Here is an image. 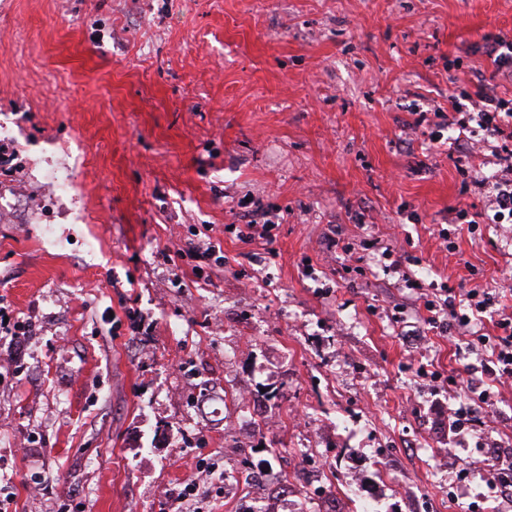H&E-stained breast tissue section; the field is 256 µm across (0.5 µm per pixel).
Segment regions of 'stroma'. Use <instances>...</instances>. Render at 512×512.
I'll return each mask as SVG.
<instances>
[{"label": "stroma", "mask_w": 512, "mask_h": 512, "mask_svg": "<svg viewBox=\"0 0 512 512\" xmlns=\"http://www.w3.org/2000/svg\"><path fill=\"white\" fill-rule=\"evenodd\" d=\"M498 33L512 0H0V305L34 324L17 364L0 334L15 512H467L512 382L486 415L452 382L484 380L481 346L414 323L432 282L512 306V223L446 249L480 196L406 122L491 76ZM53 173L74 190L31 196ZM249 194L267 239L241 237Z\"/></svg>", "instance_id": "obj_1"}]
</instances>
